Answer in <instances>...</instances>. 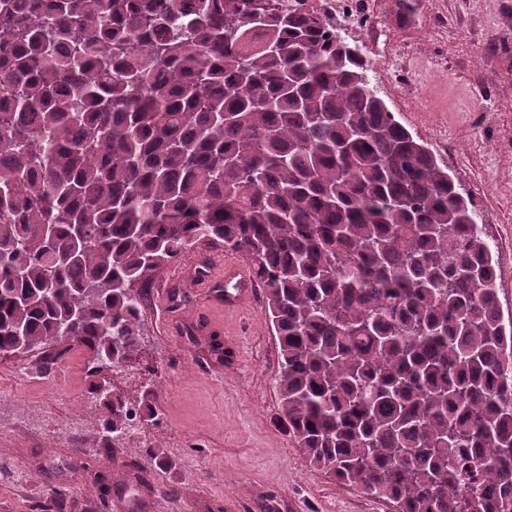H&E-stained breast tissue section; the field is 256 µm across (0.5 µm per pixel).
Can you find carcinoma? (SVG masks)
Segmentation results:
<instances>
[{"label":"carcinoma","mask_w":512,"mask_h":512,"mask_svg":"<svg viewBox=\"0 0 512 512\" xmlns=\"http://www.w3.org/2000/svg\"><path fill=\"white\" fill-rule=\"evenodd\" d=\"M345 45L284 0H0V356L138 359L146 271L222 243L310 465L395 512H512L484 225ZM88 374L117 448L128 398Z\"/></svg>","instance_id":"carcinoma-1"}]
</instances>
